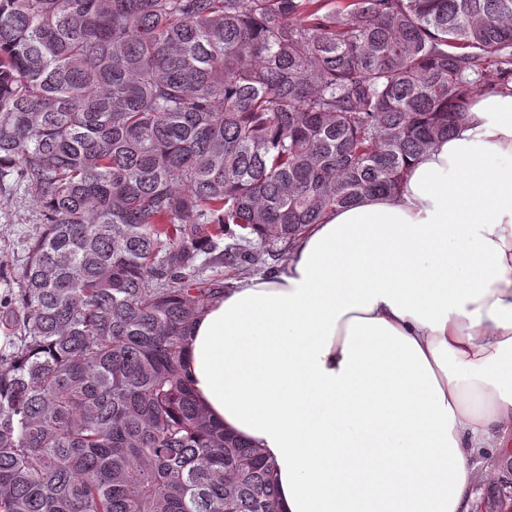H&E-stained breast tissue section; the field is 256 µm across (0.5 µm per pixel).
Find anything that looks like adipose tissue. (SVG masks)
<instances>
[{"mask_svg":"<svg viewBox=\"0 0 512 512\" xmlns=\"http://www.w3.org/2000/svg\"><path fill=\"white\" fill-rule=\"evenodd\" d=\"M195 394L281 512H475L512 440V86L394 196L329 212L197 320Z\"/></svg>","mask_w":512,"mask_h":512,"instance_id":"adipose-tissue-1","label":"adipose tissue"}]
</instances>
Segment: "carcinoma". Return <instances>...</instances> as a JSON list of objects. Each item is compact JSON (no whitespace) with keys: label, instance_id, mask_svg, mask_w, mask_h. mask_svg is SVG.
<instances>
[{"label":"carcinoma","instance_id":"carcinoma-1","mask_svg":"<svg viewBox=\"0 0 512 512\" xmlns=\"http://www.w3.org/2000/svg\"><path fill=\"white\" fill-rule=\"evenodd\" d=\"M511 83L512 0H0V178L42 224L0 305V512H279L187 371L207 270L397 193Z\"/></svg>","mask_w":512,"mask_h":512}]
</instances>
